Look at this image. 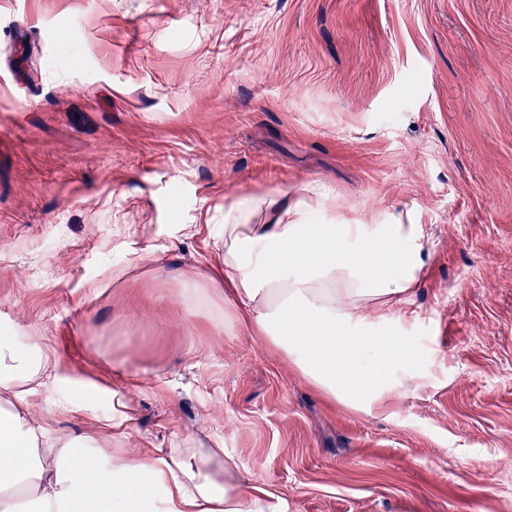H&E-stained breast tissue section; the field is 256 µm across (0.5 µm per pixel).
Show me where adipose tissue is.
<instances>
[{"label":"adipose tissue","instance_id":"adipose-tissue-1","mask_svg":"<svg viewBox=\"0 0 512 512\" xmlns=\"http://www.w3.org/2000/svg\"><path fill=\"white\" fill-rule=\"evenodd\" d=\"M428 251L418 224H315L302 198L252 196L227 204L209 291L230 288L256 335L326 396L368 412L393 390L383 367L411 354L399 337L367 329L410 296ZM368 347L378 367L359 364ZM59 379L37 337L19 327L0 335V512H271L267 492L248 485L223 449L182 439L95 459L92 435L33 424L30 398Z\"/></svg>","mask_w":512,"mask_h":512}]
</instances>
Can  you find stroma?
I'll return each mask as SVG.
<instances>
[{
    "label": "stroma",
    "mask_w": 512,
    "mask_h": 512,
    "mask_svg": "<svg viewBox=\"0 0 512 512\" xmlns=\"http://www.w3.org/2000/svg\"><path fill=\"white\" fill-rule=\"evenodd\" d=\"M422 225L369 413L206 285L231 197ZM56 435L223 449L275 512H512V0H0V331ZM93 391V416L81 389Z\"/></svg>",
    "instance_id": "obj_1"
}]
</instances>
